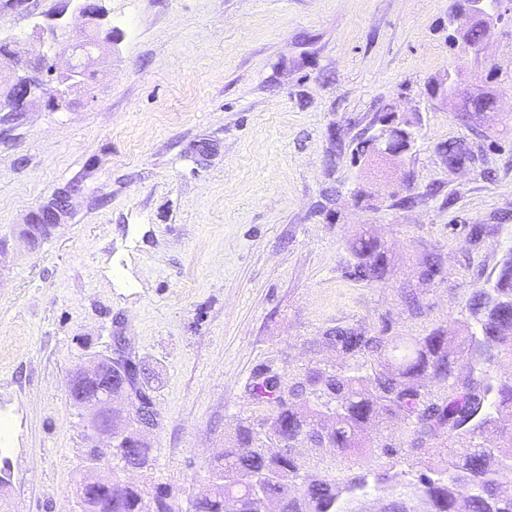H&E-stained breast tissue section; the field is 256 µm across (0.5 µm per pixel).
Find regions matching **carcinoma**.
Wrapping results in <instances>:
<instances>
[{
	"label": "carcinoma",
	"mask_w": 512,
	"mask_h": 512,
	"mask_svg": "<svg viewBox=\"0 0 512 512\" xmlns=\"http://www.w3.org/2000/svg\"><path fill=\"white\" fill-rule=\"evenodd\" d=\"M484 30L457 23L454 40L464 50L483 41ZM469 107L454 105L458 118L474 127L489 108L491 94H470ZM448 167L472 160L461 142L441 146ZM355 155L374 157V135L362 137ZM349 275L382 282L389 272L388 250L365 233L349 245ZM425 280H445L442 258L423 261ZM317 343L336 352L339 361L304 367L286 379L277 372L257 373L251 394L270 414L263 423H239L210 470L217 486L196 499L193 512H225L224 499L239 502V512H364L373 488L388 512H512V376L491 366L512 356V250L504 256L488 288H475L458 333L433 327L422 336H389L387 328L345 325L329 329ZM470 371L460 372V362ZM121 380L106 367L95 384L78 383L73 405L98 389L118 391ZM121 461L145 467L151 443L125 433ZM401 436L394 442L390 431ZM460 437L455 447L448 439ZM387 458L381 470L363 464ZM112 512H141V492L121 482L105 494Z\"/></svg>",
	"instance_id": "carcinoma-1"
}]
</instances>
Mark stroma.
I'll list each match as a JSON object with an SVG mask.
<instances>
[{"instance_id": "35a3bbf8", "label": "stroma", "mask_w": 512, "mask_h": 512, "mask_svg": "<svg viewBox=\"0 0 512 512\" xmlns=\"http://www.w3.org/2000/svg\"><path fill=\"white\" fill-rule=\"evenodd\" d=\"M7 2L0 36L21 57L50 26L58 66L88 36L101 52L71 108L0 125V415L15 420L0 512H71L92 441L66 384L112 337L158 412L133 479L184 505L237 422L265 417L257 371L334 362L316 340L335 326L455 329L512 248V14L477 61L450 39L459 0H101L91 29L78 0ZM452 73L496 96L480 132L433 94ZM383 104L419 115L416 148L359 163L352 141ZM451 140L472 166L448 168ZM69 183V215L29 246L31 212ZM477 224L494 231L473 239ZM365 228L390 249L381 283L348 274ZM431 251L447 280H423Z\"/></svg>"}]
</instances>
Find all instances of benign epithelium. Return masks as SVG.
<instances>
[{"label": "benign epithelium", "mask_w": 512, "mask_h": 512, "mask_svg": "<svg viewBox=\"0 0 512 512\" xmlns=\"http://www.w3.org/2000/svg\"><path fill=\"white\" fill-rule=\"evenodd\" d=\"M462 12L470 22L490 29L503 7H493L487 0H464ZM7 68L0 69V112L16 116L27 111L29 105L36 100L44 102L45 106L57 111L68 103L69 91L86 84L89 78L88 66L80 63H70L61 70L55 60L42 53L33 59L23 60L15 48L5 50ZM418 141V129L406 127L401 132L397 146H390L386 140H380L378 156L390 160H401L409 156ZM77 192L74 184L70 183L58 188L53 195L32 212L22 235L28 242H33L30 227L41 225L47 234L62 223L70 210L72 197ZM107 359L113 364L125 365L129 373L139 379L142 376L140 367L128 356L122 343L112 346ZM103 358L93 356L81 365L68 383L73 387L78 380H87L95 377L101 367ZM141 399L132 391L119 393H99L88 405V426L90 437L93 440L92 454L86 461L90 470L85 482L77 489V499L88 496L89 487L108 486L115 481L112 473V460L116 459L112 443L117 435L112 431V415L122 414L132 424L131 431L135 435L151 439L155 427H145L137 423Z\"/></svg>", "instance_id": "1"}]
</instances>
